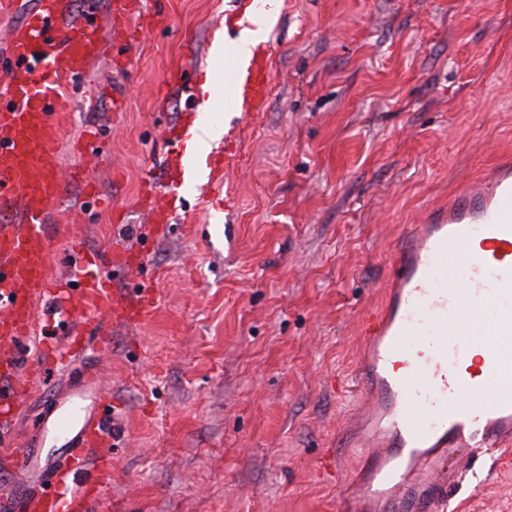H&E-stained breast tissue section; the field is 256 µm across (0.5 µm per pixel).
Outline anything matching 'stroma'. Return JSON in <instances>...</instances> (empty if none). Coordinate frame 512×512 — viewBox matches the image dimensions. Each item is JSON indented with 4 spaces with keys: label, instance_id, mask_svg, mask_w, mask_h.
Returning <instances> with one entry per match:
<instances>
[{
    "label": "stroma",
    "instance_id": "1",
    "mask_svg": "<svg viewBox=\"0 0 512 512\" xmlns=\"http://www.w3.org/2000/svg\"><path fill=\"white\" fill-rule=\"evenodd\" d=\"M260 8L137 0L130 40L108 46L59 121L55 276L64 233L89 251L133 247L139 278L117 285L158 301L146 324L107 328L95 362L112 403L105 512H340L359 325L382 303L398 234L512 152V0H280L253 48L260 95L209 115L234 138L223 222L192 189L164 235H143L140 179L187 100L161 85L206 63L217 22ZM88 129L95 144L68 151ZM72 382L60 371L24 395L13 438L34 439L35 414ZM448 471L447 512H512V452Z\"/></svg>",
    "mask_w": 512,
    "mask_h": 512
}]
</instances>
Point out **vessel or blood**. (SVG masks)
<instances>
[{"label": "vessel or blood", "instance_id": "obj_1", "mask_svg": "<svg viewBox=\"0 0 512 512\" xmlns=\"http://www.w3.org/2000/svg\"><path fill=\"white\" fill-rule=\"evenodd\" d=\"M104 52L97 21L73 13V0H33L0 54V426L41 375L25 359L41 335L54 365L70 369L102 341L99 309L114 325L150 320L157 302L147 289L113 287V270L136 272L137 253H90L63 278L48 271L49 226L63 195L56 148L57 117ZM213 77L240 94L244 64L225 48ZM226 142L201 155L172 136L163 162L166 183L144 177L137 198L165 233L182 201L186 176L201 166L217 184ZM454 255L459 281L444 265ZM57 303L42 316L44 298ZM355 374L364 413L376 420L386 452L364 488L379 500L402 494L400 512H432L448 497L446 460L496 454L512 446V161L502 160L479 185L464 186L449 211L404 227L381 308L364 321ZM99 378L86 372L38 423L62 449L12 448L20 483L0 487V512H101L112 471V407L102 403ZM424 412H411L412 403ZM86 468L94 479L68 481Z\"/></svg>", "mask_w": 512, "mask_h": 512}]
</instances>
